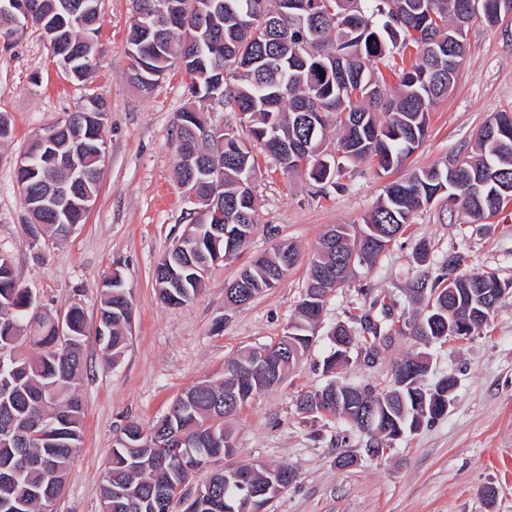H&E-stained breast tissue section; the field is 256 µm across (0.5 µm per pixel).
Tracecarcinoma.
Wrapping results in <instances>:
<instances>
[{
    "instance_id": "cac0c4a2",
    "label": "carcinoma",
    "mask_w": 512,
    "mask_h": 512,
    "mask_svg": "<svg viewBox=\"0 0 512 512\" xmlns=\"http://www.w3.org/2000/svg\"><path fill=\"white\" fill-rule=\"evenodd\" d=\"M148 17L163 8L175 14H187L193 23L203 24L196 39L189 41L177 27L163 26L155 35L140 39L127 32L132 51V68L151 67L165 71L177 56L190 57L196 66L190 70V92L208 99L224 96V108L246 113L250 142H244L229 127L209 124L201 113L187 108L179 113L177 138L191 142L200 154L203 167L195 173L177 171L179 180L204 191L209 178L222 179L224 186V225L229 230L252 234L255 220L253 192L245 187L247 175L254 172L252 148L267 153L271 143L281 140L299 147L297 163L282 166L285 173L301 171L317 184H328L342 166L330 159L325 164L312 154L322 147L328 115L336 113L341 133L336 151L347 160L372 159L385 172L401 166L418 148L428 130V107L448 93L456 74L448 61L464 51L466 30L460 24V0H332L336 16V39H329L330 17L319 15L303 19L292 7L293 0H136ZM100 0H37L32 24L47 34L50 49L55 43L68 46V55L58 61L83 75L91 66L92 52L85 48V32L78 26L62 27L54 16L69 8L84 23L99 22ZM374 40H369V37ZM416 49L410 65L397 69L398 88L389 97L380 67H389L390 48ZM104 106L88 103L68 120L71 135L105 150V128L100 116ZM387 119L381 122L376 112ZM224 137L238 152H218L215 139ZM27 150L39 154L31 166L16 171L29 229L38 224L47 237L65 238L74 227L85 223L88 210L78 203L70 205L58 220L39 207L56 183L67 178L52 156L42 155L40 143L31 141ZM103 157L91 151L84 157L88 178L76 187L79 196H97ZM482 183L471 189L467 176L453 182L448 165H434L393 182L377 207L365 220L359 237H352V226L338 224L335 235L323 237L316 257L310 262L307 287L327 291L349 279L345 275L334 283L316 278L319 264H331L338 258L356 256L357 263L374 267L384 249L378 244L381 233L403 230L413 212L429 205L442 191L461 203L471 222L478 223L496 215L512 192V111H502L487 122L478 134L477 152L462 162ZM193 248L170 251L155 268L154 277L163 303L178 306L194 299L205 282L194 277L187 264L212 256L214 249L224 251V235L213 230L216 216L194 218ZM283 251L274 246L263 258L252 261L240 271L258 294L276 286ZM461 256L450 254L442 262L440 274L430 289L427 304L434 311L422 319H413L409 335L427 347L438 342L440 326L461 317L465 325L455 336L472 335L494 312L498 298H487L484 288L499 293L512 289V281L494 273L476 277L456 273ZM123 290L122 281L106 289L100 316L106 320L102 339L105 355L117 361L127 341L125 310L112 292ZM71 336L62 344L55 336L51 318L35 315L27 308V289L18 287L13 265L0 260V350L9 349L10 358L0 370V512H48L62 495L70 465L82 437L81 399L70 392L73 381L84 369L83 342L86 330L84 310L70 306ZM368 336H354L350 328L339 324L333 336L347 346L362 348L392 343V327L386 320H368L362 326ZM295 353L277 363L286 373L316 341L312 320L303 307L288 322ZM224 381H199L176 398L173 413L158 420L149 429L129 422L135 433L151 438L168 431L181 433L185 443L180 453L165 449L155 459L146 457V449L128 447L116 441L111 448L101 484L103 512H174L163 510L157 490L172 491L187 481L191 471L184 469L182 453L192 456L222 454L228 468H243L232 463L235 454L231 431L226 428L224 388L236 384L259 394L275 386L269 379L250 371L247 351L224 362ZM428 361L417 355L400 363L394 371L392 388L378 393L345 382H331L323 390L300 398V409L324 410L351 427H362L357 390L374 396L382 406L389 424L399 423L411 429L414 417L433 418L431 406L439 404L442 383L427 389L423 384ZM212 497L219 500L220 512H256L261 504L249 498L248 490L224 483V473L208 478Z\"/></svg>"
}]
</instances>
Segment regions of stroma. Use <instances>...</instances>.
Instances as JSON below:
<instances>
[{
	"label": "stroma",
	"instance_id": "1",
	"mask_svg": "<svg viewBox=\"0 0 512 512\" xmlns=\"http://www.w3.org/2000/svg\"><path fill=\"white\" fill-rule=\"evenodd\" d=\"M131 16L132 0H100L92 70L81 83L68 77L36 27L0 47V114L13 128L0 141V253L11 259L43 312L55 316L77 304L86 315L87 369L72 386L84 403L82 441L54 512H101L108 452L129 421L150 427L192 384L221 378L225 360L279 340L329 227L364 224L389 183L464 160L480 127L512 108V15L494 26L473 20L454 85L432 106L424 140L401 167L385 172L371 161H348L336 182L320 190L306 175L285 173L272 156L258 153L255 226L246 249L213 265L203 291L172 307L159 297L154 269L187 225L175 173L176 116L195 105L211 124L237 128L244 139L249 131L220 104L193 102L180 61H173L151 93L130 84ZM92 97L106 111V161L97 198L86 223L66 240L32 248L22 232L17 159L42 128L62 122ZM281 240L297 248L295 266L250 302L227 304L224 290L242 267ZM454 252L462 257L460 274L512 280V202L475 224L444 195L417 212L373 268H357L349 283L327 295L316 341L296 367L233 416L237 461L285 465L295 473L267 512H512V292L479 332L429 348L425 382L455 377L454 402L442 418L393 441L388 454L372 457L374 437L298 407L301 395L322 390L334 378L324 366L332 329L373 300L390 308L389 323L401 334L373 362L352 350L342 379L389 388L397 364L418 350L404 331L425 309L420 287L432 283ZM116 271L134 319L127 348L113 362L104 357L96 329L103 284ZM344 455L351 456L350 465L340 464Z\"/></svg>",
	"mask_w": 512,
	"mask_h": 512
}]
</instances>
